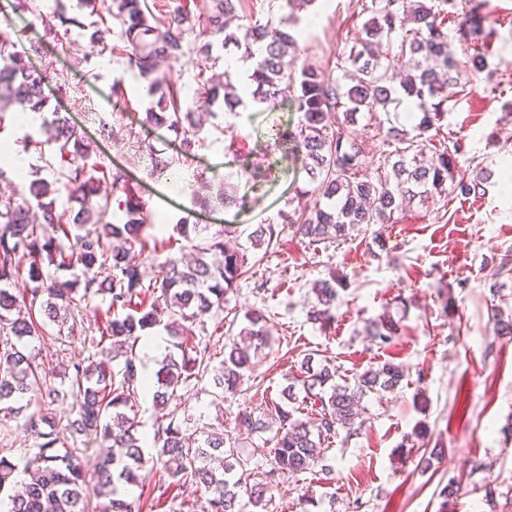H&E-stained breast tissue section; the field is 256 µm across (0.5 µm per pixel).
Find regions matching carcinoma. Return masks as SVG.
Segmentation results:
<instances>
[{
    "label": "carcinoma",
    "mask_w": 512,
    "mask_h": 512,
    "mask_svg": "<svg viewBox=\"0 0 512 512\" xmlns=\"http://www.w3.org/2000/svg\"><path fill=\"white\" fill-rule=\"evenodd\" d=\"M241 0H180L165 14L156 16L148 0H76V7L97 16L87 28L90 43L107 50L112 37L129 47V67L147 81L142 123L166 128L181 137L184 157L195 154L205 126L219 116L213 107L221 104L224 115L237 116L246 103L230 71L224 77L197 75L195 106L182 104L178 85L183 78L176 69L189 51L206 57L214 49L235 48L252 62L247 75L252 101L268 112L277 105L292 106L301 113L295 129L277 125L268 131L263 153L251 162L255 172L269 177L288 162L308 177L312 206L293 220L297 232L311 244L345 241L356 228L387 224L394 212L427 196H470L484 185V178L470 173L465 141L434 143L448 115L447 86L458 83V61L450 50L458 43L470 69L487 70L490 45L495 35L486 27L488 0H467L465 19L448 34L446 16L455 0H370L363 10L371 17L355 37L349 55L340 62L341 76L330 81L315 67H297L300 52L295 36L301 23L299 12L316 0H278V15L230 28L238 18ZM205 20L207 41L193 45L187 40L192 19ZM397 50L413 61L412 70L399 84L381 70L384 53ZM171 76L149 80L161 65ZM44 72L29 64V56L0 43V112H34L41 115L39 131L44 144L56 145L67 167L54 181L30 182L28 194L0 195V417L10 420L28 412L25 427L40 439L36 451L26 458L22 490L17 465L0 457V495H7L9 512H87L86 503L99 500L100 512H134L130 487L138 473L160 465L168 480L158 485L166 494L188 483L204 489L206 497L198 512H241L247 496L255 512H269L273 491L292 477L326 464L327 443L339 428L354 433L361 425L360 403L374 392L396 389L406 377L400 364L385 361L356 374L353 381L336 382L337 370L324 361L306 356L299 373L261 414L244 410L234 421L235 434L202 432L190 439L176 415L157 426L152 443L139 434V399L150 388L152 402L165 406L180 400L204 378H209L213 396L244 392L254 377L262 352L273 341L268 320L260 310L244 315L237 334L224 342L223 359L211 366V356L199 353L185 338L186 321L224 312L228 293L246 273L247 255L224 244L229 230L210 232V226L191 224L182 217L173 225L181 257H167L164 275L155 282L146 278L135 258L144 250L147 214L140 197L127 182L124 170L100 172L93 150L67 114L48 107ZM406 100L415 103L416 121L407 126L387 119L378 122V133L394 145L380 156L369 172L366 148L358 142L354 125L358 115L390 114V106ZM126 139L150 158V171L162 175L176 159L142 145L139 133L130 128ZM239 172L229 170L210 177L199 173L187 184L194 205L242 208L235 181ZM120 188L127 220L104 221L111 195L102 182ZM65 193L68 208L58 211L52 195ZM277 224H257L248 234L252 248L269 246L278 239ZM70 273L62 280L45 274V266ZM512 274V259H500L492 293H499ZM21 294L14 292L17 281ZM342 282L332 276L314 284L316 302L307 320L323 328L335 319L337 288ZM152 297L150 305L145 299ZM107 305L97 323L100 351L122 359L119 369L89 356L72 366L69 389L44 385L45 362L33 345L40 331L50 324L64 329L75 312L94 299ZM169 311L165 330L172 349L158 363L150 383L140 371L136 353L139 340L158 325L157 305ZM372 345L385 348L398 335L386 317L365 325ZM320 404L309 421L296 417L298 394ZM76 396V418L69 430L92 437L107 449L94 473L56 431L46 403ZM260 435L262 444L247 451L239 441Z\"/></svg>",
    "instance_id": "carcinoma-1"
}]
</instances>
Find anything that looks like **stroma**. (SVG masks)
<instances>
[{
	"label": "stroma",
	"mask_w": 512,
	"mask_h": 512,
	"mask_svg": "<svg viewBox=\"0 0 512 512\" xmlns=\"http://www.w3.org/2000/svg\"><path fill=\"white\" fill-rule=\"evenodd\" d=\"M363 2L316 0L302 11L303 63L320 69L326 79L339 77L337 58L349 52L367 19ZM38 5V13L20 14L0 0V40L20 51L43 43L37 67H69V88L51 103L68 111L103 170L127 169L147 210L144 235L150 247L138 257L147 278L160 277L170 230L181 217L216 230L236 225L242 244L249 227L310 205L307 178L293 168L274 171L257 185L242 178L246 206L239 212L203 209L183 190H171V182L186 176L188 167L177 165L165 177L151 176L127 142L101 137L88 119L93 107L111 112L118 129L142 117L148 105L143 80L126 70L123 49L104 54L96 69H89L83 61L92 50L87 33L73 27L47 35L41 17L50 13L51 4L38 0ZM489 10L495 38L488 62L504 91L456 95L441 131L445 137L464 138L468 157L489 172L484 194L412 203L395 212L392 223L360 228L338 245H309L288 224L269 248L248 249L253 267L228 294L223 317L240 319L252 309L268 317L274 344L257 367L261 394H229L218 406L204 391L164 407L142 401L145 435H153L170 413L186 419L190 434L200 424L218 432L232 430L239 411L260 409L265 400L278 398L309 353L329 360L347 380L390 360L403 365L407 377L394 391L365 397L361 429L352 434L342 429L333 438L327 457L334 481L318 470L289 479L275 494L274 512H301L303 496L313 499L310 512H512V336L497 335L492 320L494 309L512 312V287L498 299L489 290L500 258L512 252V0H489ZM116 79L124 91L120 100L109 93ZM298 120L289 106L275 112L251 106L240 116L215 119L192 167L223 170L225 163L255 153L272 125L292 128ZM378 234L387 238L390 256L377 255ZM332 273L344 284L334 324L323 331L307 322L306 312L315 300L313 282ZM442 283L455 299L456 312L446 311L437 294ZM386 314L398 321L400 334L391 347L380 349L363 327ZM96 319L89 308L73 333L62 335L57 326L48 327L39 344L50 361L49 384L60 385L67 366L93 354ZM420 422L446 449L426 468L418 457L395 453ZM454 475L463 478L466 493L447 505L440 492ZM159 478V471L148 469L132 487L130 498L138 512H189L203 495L189 486L158 497L154 486Z\"/></svg>",
	"instance_id": "1"
}]
</instances>
